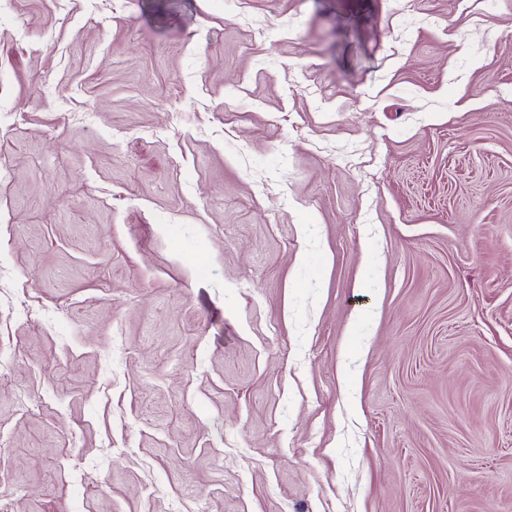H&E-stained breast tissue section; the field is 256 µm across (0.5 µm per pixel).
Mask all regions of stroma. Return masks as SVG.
<instances>
[{
	"mask_svg": "<svg viewBox=\"0 0 512 512\" xmlns=\"http://www.w3.org/2000/svg\"><path fill=\"white\" fill-rule=\"evenodd\" d=\"M0 512H512V0H0Z\"/></svg>",
	"mask_w": 512,
	"mask_h": 512,
	"instance_id": "obj_1",
	"label": "stroma"
}]
</instances>
